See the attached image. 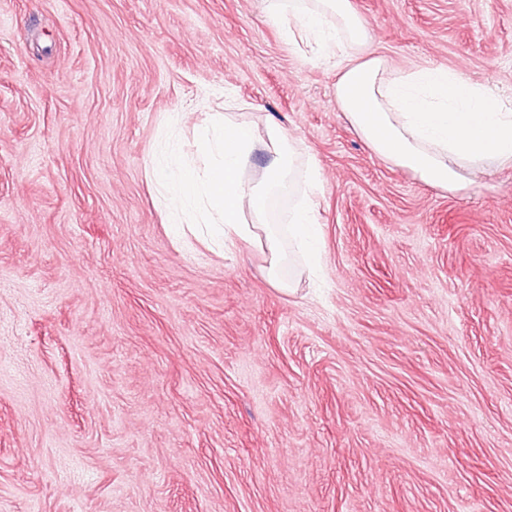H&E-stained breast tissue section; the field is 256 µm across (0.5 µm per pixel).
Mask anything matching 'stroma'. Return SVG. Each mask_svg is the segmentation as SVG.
I'll return each instance as SVG.
<instances>
[{"mask_svg":"<svg viewBox=\"0 0 512 512\" xmlns=\"http://www.w3.org/2000/svg\"><path fill=\"white\" fill-rule=\"evenodd\" d=\"M354 4L394 68L512 101V0ZM336 81L265 0H0V512H512V164L429 186ZM229 96L300 147L288 292L259 242L186 250L153 180ZM291 223L288 225V235L305 254L309 265H318L322 249V234L311 198L294 211Z\"/></svg>","mask_w":512,"mask_h":512,"instance_id":"1","label":"stroma"}]
</instances>
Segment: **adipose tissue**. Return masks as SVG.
Returning a JSON list of instances; mask_svg holds the SVG:
<instances>
[{
    "mask_svg": "<svg viewBox=\"0 0 512 512\" xmlns=\"http://www.w3.org/2000/svg\"><path fill=\"white\" fill-rule=\"evenodd\" d=\"M268 9L281 19L288 37L333 49L336 98L379 157L450 192L467 188V171L488 162L512 164V107L446 68H392L369 47L367 23L353 0H304L300 6L270 0ZM235 107L234 101H225L223 111L210 113L198 127L197 142L209 156L204 168L169 148L154 169L174 222L192 227L186 248L206 238L222 246L249 238L244 213L263 219L271 192L294 174L297 147L287 131L273 124L265 140H257L251 125L234 116ZM258 149L266 154L259 182L247 171ZM288 234L309 265H318L321 226L312 202L294 211Z\"/></svg>",
    "mask_w": 512,
    "mask_h": 512,
    "instance_id": "1",
    "label": "adipose tissue"
}]
</instances>
